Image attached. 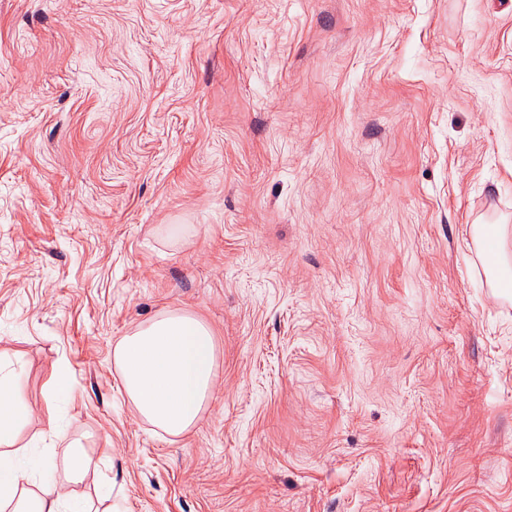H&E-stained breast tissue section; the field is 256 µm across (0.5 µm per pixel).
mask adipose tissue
I'll return each mask as SVG.
<instances>
[{"mask_svg":"<svg viewBox=\"0 0 512 512\" xmlns=\"http://www.w3.org/2000/svg\"><path fill=\"white\" fill-rule=\"evenodd\" d=\"M123 387L139 415L172 436L189 431L211 397L215 347L210 330L194 316L164 313L124 336L115 348ZM32 417L12 376L0 375V512H87L71 485L95 481L81 450L68 459L67 482L48 479L26 488L27 469L50 474L47 457H28L16 447L20 427Z\"/></svg>","mask_w":512,"mask_h":512,"instance_id":"obj_1","label":"adipose tissue"}]
</instances>
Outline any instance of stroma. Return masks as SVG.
<instances>
[{
    "instance_id": "1",
    "label": "stroma",
    "mask_w": 512,
    "mask_h": 512,
    "mask_svg": "<svg viewBox=\"0 0 512 512\" xmlns=\"http://www.w3.org/2000/svg\"><path fill=\"white\" fill-rule=\"evenodd\" d=\"M484 224L512 263V0H0V372L89 502L512 512ZM169 311L216 344L178 437L115 361Z\"/></svg>"
}]
</instances>
